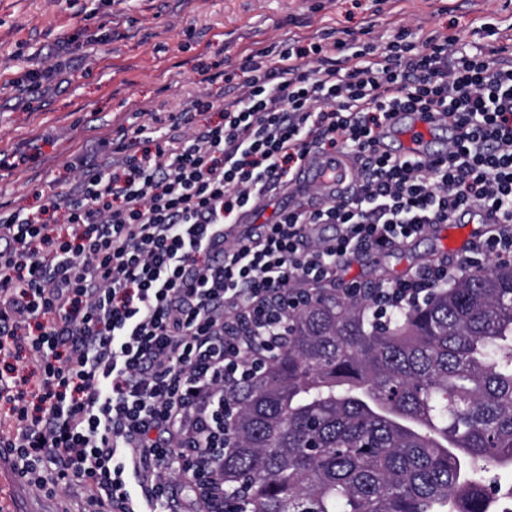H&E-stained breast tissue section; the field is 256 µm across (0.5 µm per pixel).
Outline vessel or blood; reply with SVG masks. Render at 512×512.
<instances>
[{
  "instance_id": "1",
  "label": "vessel or blood",
  "mask_w": 512,
  "mask_h": 512,
  "mask_svg": "<svg viewBox=\"0 0 512 512\" xmlns=\"http://www.w3.org/2000/svg\"><path fill=\"white\" fill-rule=\"evenodd\" d=\"M396 123L408 124L402 137L401 154H412L422 159L440 155L439 138L431 134L426 122L411 120L399 113ZM357 163L353 158L336 154L325 155L317 151L308 153L302 172L289 191L302 201L327 204L345 194L355 179ZM32 498L14 482L12 468L0 459V512H35Z\"/></svg>"
}]
</instances>
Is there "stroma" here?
I'll return each mask as SVG.
<instances>
[{
  "mask_svg": "<svg viewBox=\"0 0 512 512\" xmlns=\"http://www.w3.org/2000/svg\"><path fill=\"white\" fill-rule=\"evenodd\" d=\"M494 18L512 36V0H0V152L25 163L0 170V214H25L73 182L80 158L107 157L118 126L188 113L221 119L226 81L243 82V56L335 31L365 38L402 24L478 42ZM77 46L51 89L27 92L26 73ZM449 229L357 257L360 288L395 281L446 253Z\"/></svg>",
  "mask_w": 512,
  "mask_h": 512,
  "instance_id": "35a3bbf8",
  "label": "stroma"
}]
</instances>
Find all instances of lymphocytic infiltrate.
<instances>
[{"instance_id":"f902f5d3","label":"lymphocytic infiltrate","mask_w":512,"mask_h":512,"mask_svg":"<svg viewBox=\"0 0 512 512\" xmlns=\"http://www.w3.org/2000/svg\"><path fill=\"white\" fill-rule=\"evenodd\" d=\"M240 69L221 122L181 134L161 119L138 126L151 149L119 144L110 168L82 162L47 209L0 218V447L31 489L52 468L111 512H164L196 388L245 372L235 321L285 311L341 282L352 258L466 211L492 217V230L392 284V310L471 263L512 259L511 46L402 25L367 41L259 49ZM399 111L450 130L447 151L388 154ZM313 148L355 155V191L242 227ZM58 209L62 234L45 216ZM323 224L335 235L321 236ZM23 356L27 377L15 367Z\"/></svg>"}]
</instances>
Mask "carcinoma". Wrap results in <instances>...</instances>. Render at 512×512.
<instances>
[{"label": "carcinoma", "instance_id": "cac0c4a2", "mask_svg": "<svg viewBox=\"0 0 512 512\" xmlns=\"http://www.w3.org/2000/svg\"><path fill=\"white\" fill-rule=\"evenodd\" d=\"M374 290L320 289L263 368L217 390L234 512H496L512 470V262L490 259L381 323Z\"/></svg>", "mask_w": 512, "mask_h": 512}]
</instances>
